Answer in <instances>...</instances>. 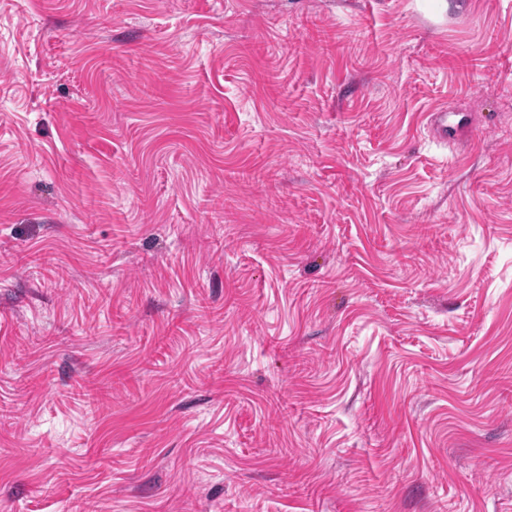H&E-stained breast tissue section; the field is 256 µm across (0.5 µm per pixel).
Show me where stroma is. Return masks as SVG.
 Segmentation results:
<instances>
[{
  "mask_svg": "<svg viewBox=\"0 0 512 512\" xmlns=\"http://www.w3.org/2000/svg\"><path fill=\"white\" fill-rule=\"evenodd\" d=\"M446 2L0 0V512H512V0Z\"/></svg>",
  "mask_w": 512,
  "mask_h": 512,
  "instance_id": "obj_1",
  "label": "stroma"
}]
</instances>
